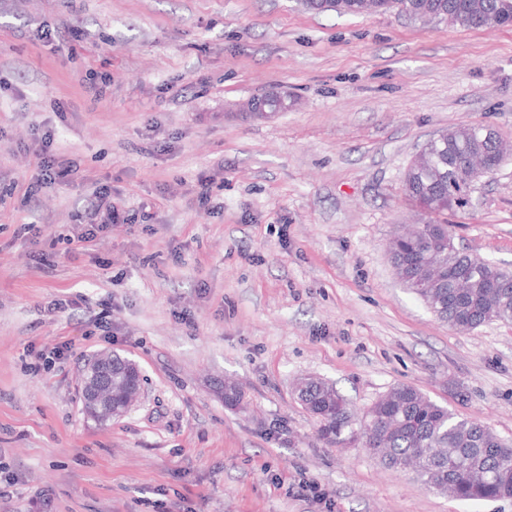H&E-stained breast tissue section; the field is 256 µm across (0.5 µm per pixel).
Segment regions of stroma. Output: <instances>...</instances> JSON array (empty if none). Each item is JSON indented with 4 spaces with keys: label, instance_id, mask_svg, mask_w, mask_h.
I'll list each match as a JSON object with an SVG mask.
<instances>
[{
    "label": "stroma",
    "instance_id": "35a3bbf8",
    "mask_svg": "<svg viewBox=\"0 0 512 512\" xmlns=\"http://www.w3.org/2000/svg\"><path fill=\"white\" fill-rule=\"evenodd\" d=\"M273 88L293 107L243 110ZM473 124L512 144V24L0 0V512H512L325 445L295 393L320 378L361 413L411 385L512 442V324L450 328L388 253L429 219L408 164ZM46 134L65 181L35 179ZM102 186L116 213L79 243ZM472 198L443 222L512 270V158ZM112 351L144 394L99 426L80 377Z\"/></svg>",
    "mask_w": 512,
    "mask_h": 512
}]
</instances>
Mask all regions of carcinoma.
Instances as JSON below:
<instances>
[{
    "mask_svg": "<svg viewBox=\"0 0 512 512\" xmlns=\"http://www.w3.org/2000/svg\"><path fill=\"white\" fill-rule=\"evenodd\" d=\"M302 6L343 15L394 12L416 21L438 19L470 28L512 22L504 0H302ZM506 159L507 148L485 136L484 126L448 129L409 164L406 195L434 215L464 208L472 164L486 160L500 166ZM389 252L403 284L448 326L470 331L494 321L512 323V274L463 251L449 225L431 222L398 234ZM105 357L112 364L116 401L129 392L131 363L118 353ZM296 395L329 446L354 442L386 466L409 471L427 488L457 499L512 497V445L412 386L391 388L360 421L336 388L319 378L306 380Z\"/></svg>",
    "mask_w": 512,
    "mask_h": 512,
    "instance_id": "cac0c4a2",
    "label": "carcinoma"
}]
</instances>
